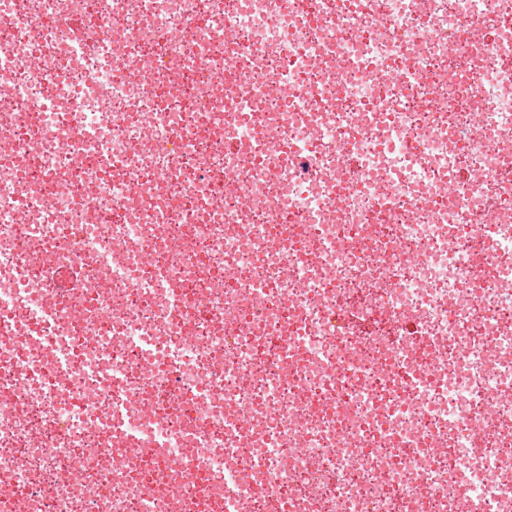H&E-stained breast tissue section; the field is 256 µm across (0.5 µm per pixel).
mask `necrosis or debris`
Wrapping results in <instances>:
<instances>
[{"label":"necrosis or debris","instance_id":"1","mask_svg":"<svg viewBox=\"0 0 512 512\" xmlns=\"http://www.w3.org/2000/svg\"><path fill=\"white\" fill-rule=\"evenodd\" d=\"M284 2L0 0V512H512V0Z\"/></svg>","mask_w":512,"mask_h":512}]
</instances>
